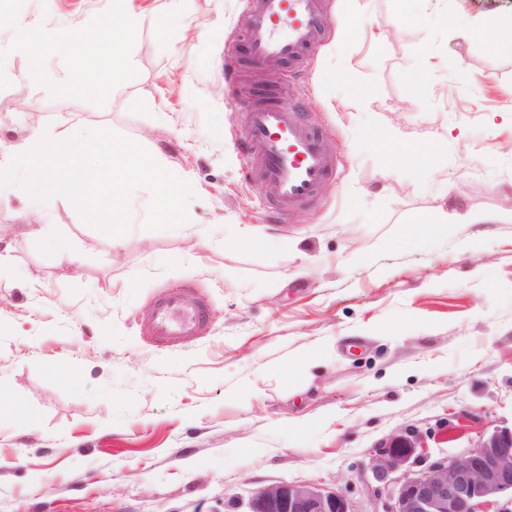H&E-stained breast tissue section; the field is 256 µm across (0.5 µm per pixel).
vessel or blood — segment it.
<instances>
[{
  "label": "vessel or blood",
  "mask_w": 512,
  "mask_h": 512,
  "mask_svg": "<svg viewBox=\"0 0 512 512\" xmlns=\"http://www.w3.org/2000/svg\"><path fill=\"white\" fill-rule=\"evenodd\" d=\"M324 27L320 0H251L244 38L253 62L299 64L316 48ZM240 143L274 196L275 220L319 200L334 160L288 93L263 95L244 112ZM209 320L208 308L189 299L186 289L170 288L153 302L147 328L155 340L178 344L202 335Z\"/></svg>",
  "instance_id": "vessel-or-blood-1"
}]
</instances>
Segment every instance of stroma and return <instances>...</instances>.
<instances>
[{
    "label": "stroma",
    "instance_id": "stroma-1",
    "mask_svg": "<svg viewBox=\"0 0 512 512\" xmlns=\"http://www.w3.org/2000/svg\"><path fill=\"white\" fill-rule=\"evenodd\" d=\"M166 2L130 0L127 68L85 73L97 90L78 97L67 57L31 71L18 25L92 37L112 0H0V159L75 113L77 131L112 129L195 185L167 230L145 229L137 190L117 246L61 198L0 188V395L38 418L0 422V512H245L280 481L355 497L393 435L453 459L511 427L512 45L472 31L512 0H360L348 38V0H323L328 26L296 74L243 59L247 0H182L173 16ZM261 84L295 92L338 159L322 199L281 223L233 137ZM411 147L432 166L401 167ZM460 206L495 220L438 225ZM245 225L262 240L240 241ZM173 286L213 319L168 347L142 321ZM327 338L335 356L302 365ZM71 364L76 380L51 372Z\"/></svg>",
    "mask_w": 512,
    "mask_h": 512
}]
</instances>
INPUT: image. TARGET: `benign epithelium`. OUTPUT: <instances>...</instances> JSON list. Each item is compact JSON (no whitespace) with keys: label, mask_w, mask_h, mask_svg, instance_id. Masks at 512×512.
<instances>
[{"label":"benign epithelium","mask_w":512,"mask_h":512,"mask_svg":"<svg viewBox=\"0 0 512 512\" xmlns=\"http://www.w3.org/2000/svg\"><path fill=\"white\" fill-rule=\"evenodd\" d=\"M415 433L394 435L373 451L364 492L370 512H512V426L483 432L459 457L424 468ZM246 512H360L340 490L282 481L256 491Z\"/></svg>","instance_id":"obj_1"}]
</instances>
